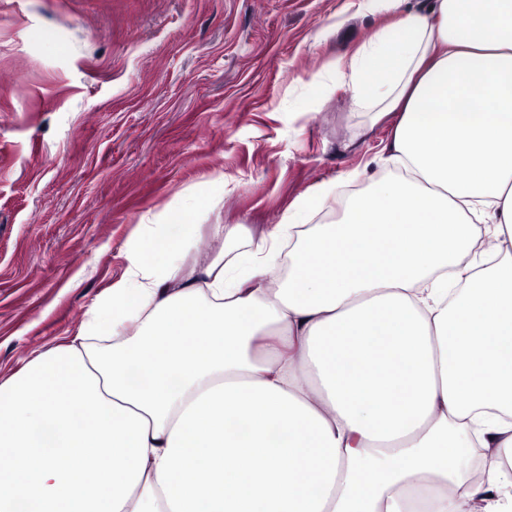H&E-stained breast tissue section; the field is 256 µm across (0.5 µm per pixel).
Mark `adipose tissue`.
<instances>
[{"label":"adipose tissue","instance_id":"ef3b65f1","mask_svg":"<svg viewBox=\"0 0 512 512\" xmlns=\"http://www.w3.org/2000/svg\"><path fill=\"white\" fill-rule=\"evenodd\" d=\"M406 2L347 65L397 118L367 190L190 271L180 212L144 225L0 382V512H512V0Z\"/></svg>","mask_w":512,"mask_h":512}]
</instances>
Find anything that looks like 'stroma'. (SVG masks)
<instances>
[{
    "mask_svg": "<svg viewBox=\"0 0 512 512\" xmlns=\"http://www.w3.org/2000/svg\"><path fill=\"white\" fill-rule=\"evenodd\" d=\"M369 0H0V381L67 342L171 207L185 267L343 193L391 138L343 67ZM209 202L208 209L194 205Z\"/></svg>",
    "mask_w": 512,
    "mask_h": 512,
    "instance_id": "obj_1",
    "label": "stroma"
}]
</instances>
